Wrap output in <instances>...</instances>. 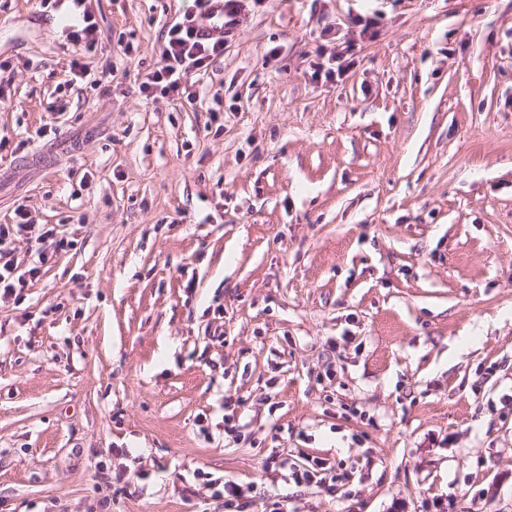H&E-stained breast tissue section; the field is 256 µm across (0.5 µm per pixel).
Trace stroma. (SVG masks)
Here are the masks:
<instances>
[{"label":"stroma","mask_w":512,"mask_h":512,"mask_svg":"<svg viewBox=\"0 0 512 512\" xmlns=\"http://www.w3.org/2000/svg\"><path fill=\"white\" fill-rule=\"evenodd\" d=\"M84 7L0 0V512H512V0H246L193 103ZM35 272L36 268L34 267L18 274L17 266H14L11 260L4 262V264L0 266V300L2 297L7 298L12 296L16 288V283L20 288H24L27 282L25 275L27 273L34 275Z\"/></svg>","instance_id":"1"}]
</instances>
